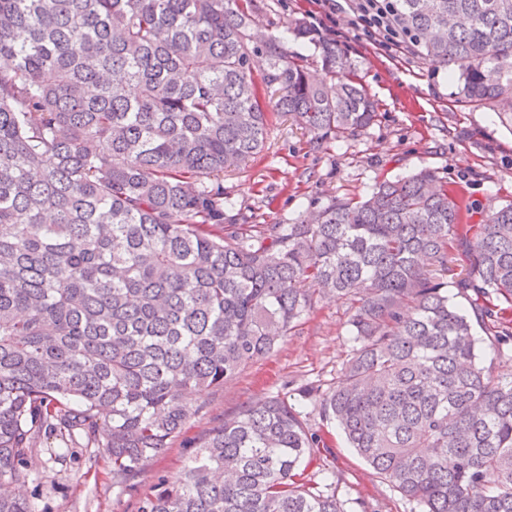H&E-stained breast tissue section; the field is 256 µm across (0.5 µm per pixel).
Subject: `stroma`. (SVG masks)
Returning a JSON list of instances; mask_svg holds the SVG:
<instances>
[{"mask_svg":"<svg viewBox=\"0 0 512 512\" xmlns=\"http://www.w3.org/2000/svg\"><path fill=\"white\" fill-rule=\"evenodd\" d=\"M254 28L284 37L315 76H322L318 54L308 40L287 27L309 21L313 0H253ZM346 0H338L332 21L321 30L336 41L359 81L379 106V118L366 130L314 146L310 132L290 116L272 113L265 148L224 175V193L256 224H292L326 206L332 198L363 196L377 181L429 168L447 182L474 214L512 204V115L492 105H465L447 68L415 49L385 53L353 35ZM345 303L316 296L312 311L289 331L268 356L247 364L238 375L204 395L205 407L187 423L167 452L144 468L140 492L157 478L180 480L194 454L189 443L242 408L284 393L286 386H332L351 342ZM308 427L327 431L317 410ZM320 465L336 476V492L347 512H419L353 451L339 431H327ZM86 448L33 460L32 483L21 495L39 512H136V500L112 483L107 462L92 465Z\"/></svg>","mask_w":512,"mask_h":512,"instance_id":"1","label":"stroma"}]
</instances>
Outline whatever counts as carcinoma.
<instances>
[{"instance_id":"1","label":"carcinoma","mask_w":512,"mask_h":512,"mask_svg":"<svg viewBox=\"0 0 512 512\" xmlns=\"http://www.w3.org/2000/svg\"><path fill=\"white\" fill-rule=\"evenodd\" d=\"M250 2L0 0V512H35L10 489L50 437L96 449L136 492L204 407L185 395L268 355L327 293L353 342L336 384L213 427L138 512H346L333 475L304 483L324 444L310 405L423 512H512V375L493 374L512 345V204L464 224L424 168L296 224L250 223L224 170L261 151L270 111L317 147L378 118L301 22L329 80L270 35L256 82ZM394 9L461 101L512 114V0ZM454 242L468 269L450 282Z\"/></svg>"}]
</instances>
